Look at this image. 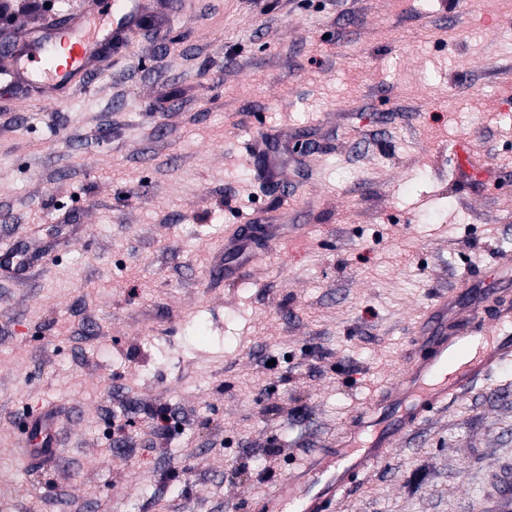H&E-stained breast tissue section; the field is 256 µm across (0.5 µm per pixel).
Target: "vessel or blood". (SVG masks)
<instances>
[{
  "label": "vessel or blood",
  "mask_w": 512,
  "mask_h": 512,
  "mask_svg": "<svg viewBox=\"0 0 512 512\" xmlns=\"http://www.w3.org/2000/svg\"><path fill=\"white\" fill-rule=\"evenodd\" d=\"M135 0H87V7L14 44L0 80L27 82L48 104L62 106L87 84L97 55L85 39L83 25L98 21L100 40H122L136 21ZM468 143L453 145L449 160L459 178L471 177ZM287 215L278 223L240 225L225 237L224 252L237 268H225L233 281L238 267L251 264L252 236L278 238ZM512 360V253L499 252L488 287L462 279L456 288L436 295L417 327L414 350L391 383L344 428L330 447L307 454L291 475L277 481L259 503L260 512H332L358 477L388 458L404 436L416 431L429 414L487 379ZM60 428L49 411H31L22 437L21 455L33 463L57 456Z\"/></svg>",
  "instance_id": "vessel-or-blood-1"
}]
</instances>
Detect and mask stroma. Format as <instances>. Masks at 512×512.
I'll use <instances>...</instances> for the list:
<instances>
[{"instance_id": "obj_1", "label": "stroma", "mask_w": 512, "mask_h": 512, "mask_svg": "<svg viewBox=\"0 0 512 512\" xmlns=\"http://www.w3.org/2000/svg\"><path fill=\"white\" fill-rule=\"evenodd\" d=\"M60 108L0 83V512H258L386 386L431 299L488 285L512 192V0H176ZM58 18L0 0V46ZM289 202L232 284L224 236ZM274 368H267V361ZM64 412L57 459L12 423ZM176 417L149 433L153 408ZM512 482V362L337 512H487ZM471 153V146L465 142L454 144L450 150L449 160L454 165L460 179H467L474 173L468 164Z\"/></svg>"}]
</instances>
